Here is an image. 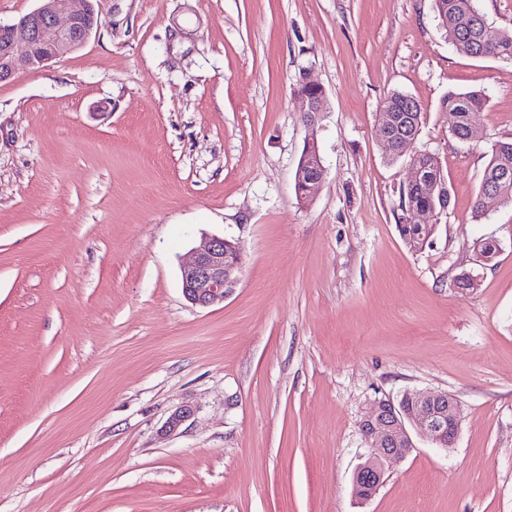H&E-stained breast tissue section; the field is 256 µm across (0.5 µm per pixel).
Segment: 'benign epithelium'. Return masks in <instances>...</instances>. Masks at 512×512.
Segmentation results:
<instances>
[{
    "label": "benign epithelium",
    "instance_id": "obj_1",
    "mask_svg": "<svg viewBox=\"0 0 512 512\" xmlns=\"http://www.w3.org/2000/svg\"><path fill=\"white\" fill-rule=\"evenodd\" d=\"M61 0H40L32 12L10 25H0L5 38L0 41V82L11 80L20 68H40L82 47L101 24L93 0H71L73 7L66 18L59 16ZM307 121L325 111V93L307 97ZM392 117L379 121L380 141L403 155L404 148L416 136L408 134L394 139L390 133ZM312 172L306 180V196L320 185L325 175L321 156L311 162ZM448 214V205L436 210L415 213V222L431 224ZM242 272V256L235 242L223 237H210L181 267L185 298L199 307L221 304L236 288ZM416 406L407 409L402 401L390 398L375 400L361 423V434L372 451L354 473L352 495L361 501L371 499L382 484L385 464L403 458L413 441L407 425L414 424L437 447L453 446L458 434L462 410L457 399L446 392L413 390Z\"/></svg>",
    "mask_w": 512,
    "mask_h": 512
}]
</instances>
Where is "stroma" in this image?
<instances>
[{"label":"stroma","mask_w":512,"mask_h":512,"mask_svg":"<svg viewBox=\"0 0 512 512\" xmlns=\"http://www.w3.org/2000/svg\"><path fill=\"white\" fill-rule=\"evenodd\" d=\"M95 7L81 48L0 83V512H512V206L473 214L512 61L457 53L434 0ZM304 76L327 101L311 124ZM451 90L486 94L484 141L451 136ZM395 91L423 119L391 163ZM419 151L454 205L414 251L396 224ZM206 236L243 271L199 308L180 266ZM487 239L495 264L459 288ZM412 389L458 400L453 447L412 431L355 499L366 411Z\"/></svg>","instance_id":"obj_1"}]
</instances>
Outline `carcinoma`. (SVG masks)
Instances as JSON below:
<instances>
[{"mask_svg": "<svg viewBox=\"0 0 512 512\" xmlns=\"http://www.w3.org/2000/svg\"><path fill=\"white\" fill-rule=\"evenodd\" d=\"M435 4L438 27L458 53L476 58L512 60V30L501 31L493 43L486 42L483 30L488 24L487 16L477 0H435ZM485 106L486 96L480 92H448L442 99V108L448 112L450 134L459 141L468 140L471 127ZM380 111L396 115L398 123L393 128L396 139L413 130L407 125L409 115L422 116L420 104L413 97L400 92L386 97ZM505 170L512 173V139L509 138L490 144L479 188L491 185L501 193L503 203L512 205V178L506 182L500 180V174ZM436 202L437 199L423 185L400 193L397 230L404 241L433 235L436 225L415 224L412 215L432 207Z\"/></svg>", "mask_w": 512, "mask_h": 512, "instance_id": "cac0c4a2", "label": "carcinoma"}]
</instances>
